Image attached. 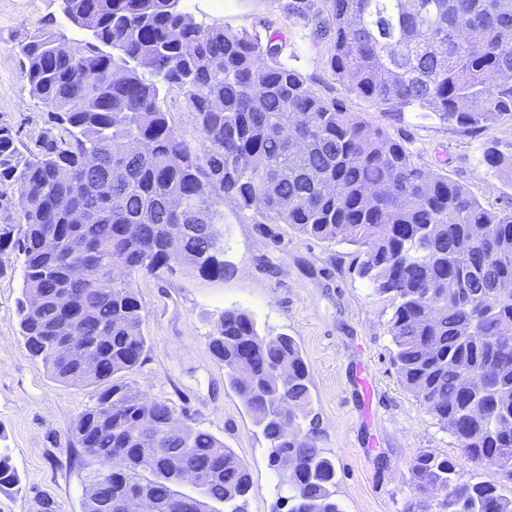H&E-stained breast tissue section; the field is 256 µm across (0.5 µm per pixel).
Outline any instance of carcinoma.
<instances>
[{"mask_svg": "<svg viewBox=\"0 0 512 512\" xmlns=\"http://www.w3.org/2000/svg\"><path fill=\"white\" fill-rule=\"evenodd\" d=\"M83 39L63 54L52 22L18 43L31 95L58 133L30 147L0 124V254L21 259V336L61 383L93 388L72 434L85 512L130 489L147 512H175L176 487L193 471L197 512H246L245 463L209 431H172L174 408L133 376L147 340L133 289L112 280L154 275L170 263L224 277V201L301 236L356 246L358 275L393 304L389 335L402 385L490 468L473 481L455 460L425 451L409 466L416 500L406 512H512V201L490 208L448 174L427 171L404 144L358 112L316 93L278 62L281 45L202 25L180 0H58ZM315 38L333 74L383 112L417 109L477 131L512 122V0H325ZM177 89L195 115L188 139L160 105ZM131 142L140 150H128ZM89 154L99 165L83 164ZM486 161L512 175V154ZM179 198L190 219L170 208ZM292 205L284 206V201ZM51 236L56 249L43 240ZM80 241L91 256L75 254ZM84 264L86 277H70ZM67 296L75 309L64 311ZM82 336L78 355L57 345ZM209 347L268 445L294 469L288 512H343L334 460L320 447L311 380L296 341L261 334L254 316L228 308ZM249 366L243 374L240 363ZM465 373L488 374L479 396ZM0 492H21L0 451Z\"/></svg>", "mask_w": 512, "mask_h": 512, "instance_id": "carcinoma-1", "label": "carcinoma"}]
</instances>
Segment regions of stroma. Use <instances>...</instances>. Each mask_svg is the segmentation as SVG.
<instances>
[{
    "mask_svg": "<svg viewBox=\"0 0 512 512\" xmlns=\"http://www.w3.org/2000/svg\"><path fill=\"white\" fill-rule=\"evenodd\" d=\"M181 0L196 22L223 23L266 41L276 37L280 60L319 94L336 99L405 143L426 169L442 171L484 202L512 197V177L488 167L483 155L512 154V124L474 133L425 113L380 111L352 93L328 65L326 43L314 41V11H289L293 0ZM57 0H0V123L27 144L53 125L23 78L17 45L49 15ZM353 246L327 245L268 224L254 212L224 203L223 278L182 264L128 279L143 307L150 350L135 380L152 399L168 401L179 421L208 430L248 466L247 512H288L279 473L242 402L224 380L208 336L227 308L254 315L262 333L293 337L312 380L320 446L336 464L344 512H403L413 498L409 464L424 451L455 459L466 477L484 479L486 464L465 457L455 438L406 390L392 361L388 296L357 273ZM22 271L14 255L0 256V448L20 474L21 491L0 493V512H39L50 497L55 512H84L83 468L75 462L71 429L94 401L90 388L55 381L27 351L17 302ZM372 385L364 394L363 382Z\"/></svg>",
    "mask_w": 512,
    "mask_h": 512,
    "instance_id": "obj_1",
    "label": "stroma"
}]
</instances>
